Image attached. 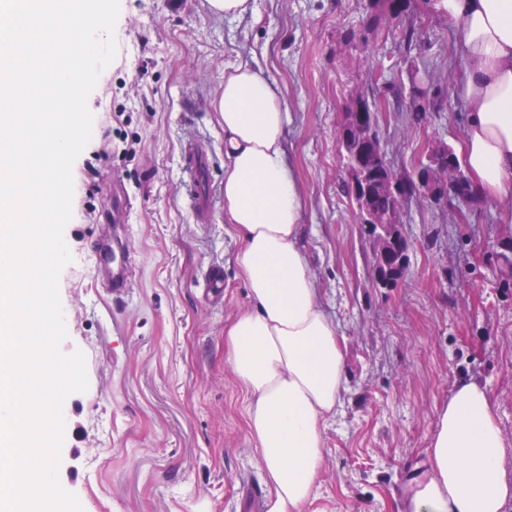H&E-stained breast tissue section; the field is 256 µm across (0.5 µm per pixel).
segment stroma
Instances as JSON below:
<instances>
[{
  "instance_id": "1",
  "label": "stroma",
  "mask_w": 512,
  "mask_h": 512,
  "mask_svg": "<svg viewBox=\"0 0 512 512\" xmlns=\"http://www.w3.org/2000/svg\"><path fill=\"white\" fill-rule=\"evenodd\" d=\"M366 3L251 0L247 14L224 18L207 0H120L116 57L88 99L92 138L73 165L64 230L72 260L59 279L62 349L81 350L88 375L87 391L64 405L59 480L83 512H235L244 482L267 486L224 351V332L249 299L234 262L241 242L224 215L216 102L243 64L265 71L291 112L285 146L304 196V244L347 351L342 406L326 425L323 471L303 512H401L436 410L457 381L487 386L512 439V288L497 272V209L407 200L409 275L393 289L372 285L369 237L343 189L336 136L345 100L373 84L343 39L361 29ZM420 29V50L393 33L372 49L387 85L402 90L426 74L448 92L445 111L419 126L381 113L401 172L431 140L458 147L465 134L456 33L431 18ZM193 145L210 163L216 204L199 217L183 173ZM116 180L132 202L133 286L119 298L92 259L112 235ZM214 266L224 270L219 304L204 292Z\"/></svg>"
}]
</instances>
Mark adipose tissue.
Returning a JSON list of instances; mask_svg holds the SVG:
<instances>
[{
    "label": "adipose tissue",
    "mask_w": 512,
    "mask_h": 512,
    "mask_svg": "<svg viewBox=\"0 0 512 512\" xmlns=\"http://www.w3.org/2000/svg\"><path fill=\"white\" fill-rule=\"evenodd\" d=\"M465 60L469 106L461 162L478 200L512 222V0H432ZM224 213L242 247L251 307L226 329L247 398L248 431L273 493L270 512H301L322 471L324 425L341 403L346 350L324 312L304 246L302 193L285 148L290 114L263 71L224 81ZM512 501V441L486 387L457 382L436 414L423 469L403 512H503Z\"/></svg>",
    "instance_id": "obj_1"
}]
</instances>
